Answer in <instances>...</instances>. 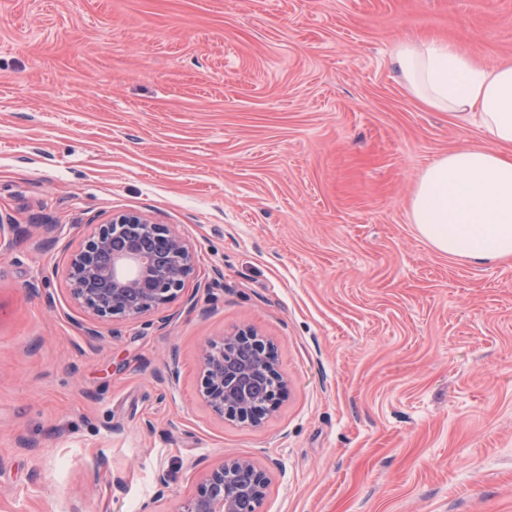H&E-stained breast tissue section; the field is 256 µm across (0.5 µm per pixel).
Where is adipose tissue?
Wrapping results in <instances>:
<instances>
[{"mask_svg":"<svg viewBox=\"0 0 512 512\" xmlns=\"http://www.w3.org/2000/svg\"><path fill=\"white\" fill-rule=\"evenodd\" d=\"M391 61L424 105L477 122L486 138L420 174L410 203L420 235L469 262L512 259V64L484 69L452 43L410 41Z\"/></svg>","mask_w":512,"mask_h":512,"instance_id":"ef3b65f1","label":"adipose tissue"}]
</instances>
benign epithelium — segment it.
<instances>
[{"mask_svg": "<svg viewBox=\"0 0 512 512\" xmlns=\"http://www.w3.org/2000/svg\"><path fill=\"white\" fill-rule=\"evenodd\" d=\"M193 246L139 213L114 214L70 254L67 280L92 342L116 322H139L183 297L196 276ZM199 394L219 418L258 427L288 393L273 343L252 327L215 336L200 352ZM268 470L237 457L205 472L178 512H262Z\"/></svg>", "mask_w": 512, "mask_h": 512, "instance_id": "benign-epithelium-1", "label": "benign epithelium"}]
</instances>
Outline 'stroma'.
Masks as SVG:
<instances>
[{
    "instance_id": "stroma-1",
    "label": "stroma",
    "mask_w": 512,
    "mask_h": 512,
    "mask_svg": "<svg viewBox=\"0 0 512 512\" xmlns=\"http://www.w3.org/2000/svg\"><path fill=\"white\" fill-rule=\"evenodd\" d=\"M419 38L512 62V0H0V512H178L233 456L264 512H512V260L410 222L420 173L484 141L395 72ZM121 212L203 287L91 345L68 257ZM243 326L288 381L257 428L198 395Z\"/></svg>"
}]
</instances>
